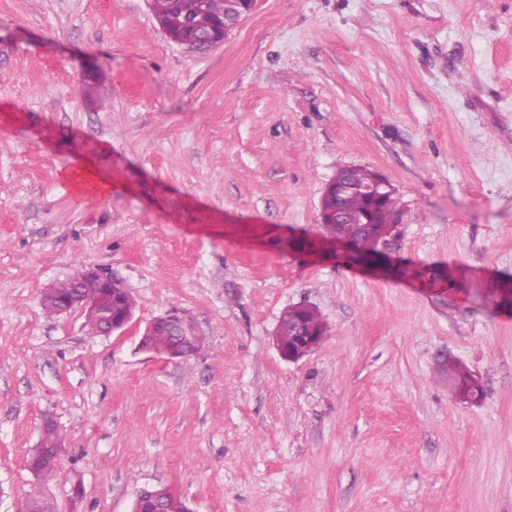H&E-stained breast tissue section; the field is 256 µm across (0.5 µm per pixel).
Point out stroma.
<instances>
[{
  "instance_id": "obj_1",
  "label": "stroma",
  "mask_w": 512,
  "mask_h": 512,
  "mask_svg": "<svg viewBox=\"0 0 512 512\" xmlns=\"http://www.w3.org/2000/svg\"><path fill=\"white\" fill-rule=\"evenodd\" d=\"M149 3L0 0V512L159 484L194 512H512V305L483 299L512 277V0H258L202 54ZM347 166L396 192L388 274L287 248ZM83 267L125 280L121 331L45 314ZM298 303L327 333L289 361ZM173 308L205 352L140 349ZM280 321L286 324L301 323L311 330L309 336H302L300 339H294L288 336H300L302 331L293 326L285 327L278 323L276 336H285L281 342V349L288 354L294 352L296 354L311 352L317 348L327 333L326 323L321 313L316 308H300L296 305L289 306L280 316ZM313 332H317L316 336H312ZM308 352V353H309ZM294 357L288 354V360ZM440 377L448 384V390L463 402H478L484 396L481 381L459 360L448 359L441 364ZM64 440L63 435L59 432L56 425L45 426L40 438L39 456L35 460L34 469L37 471L36 475L43 478L51 477L56 471V460L54 457V450L57 445L62 444Z\"/></svg>"
}]
</instances>
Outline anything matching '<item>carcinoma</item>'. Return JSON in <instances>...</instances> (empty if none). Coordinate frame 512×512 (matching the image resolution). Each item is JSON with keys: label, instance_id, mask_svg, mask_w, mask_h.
<instances>
[{"label": "carcinoma", "instance_id": "1", "mask_svg": "<svg viewBox=\"0 0 512 512\" xmlns=\"http://www.w3.org/2000/svg\"><path fill=\"white\" fill-rule=\"evenodd\" d=\"M225 0H151V8L165 31L176 36L183 30L208 31L224 15ZM377 173L367 167H350L340 171L339 178L348 186L342 195H336L330 189L321 201L324 223L321 224L320 237L326 239L343 236L352 239L358 247V258L371 259L376 256L379 241L384 234L385 225L394 223L397 216V203L394 193H388L379 200L369 198L363 186L370 183ZM359 218L358 224H334L333 212L336 208ZM75 292L88 298H94L101 292L96 280H87L76 286L71 280L55 284L53 296L58 299L69 297ZM136 304L131 293L112 289V321L122 323L135 309ZM286 324L301 323L315 332V335L299 339L284 337L281 349L285 352L303 354L317 348L327 333L326 323L315 308L290 306L280 316ZM441 378L448 384V390L463 402H478L484 396L481 381L459 360L450 359L441 364ZM64 437L57 426L48 425L40 438L41 448L35 460L36 475L43 478L52 476L56 471L54 450L63 443Z\"/></svg>", "mask_w": 512, "mask_h": 512}]
</instances>
